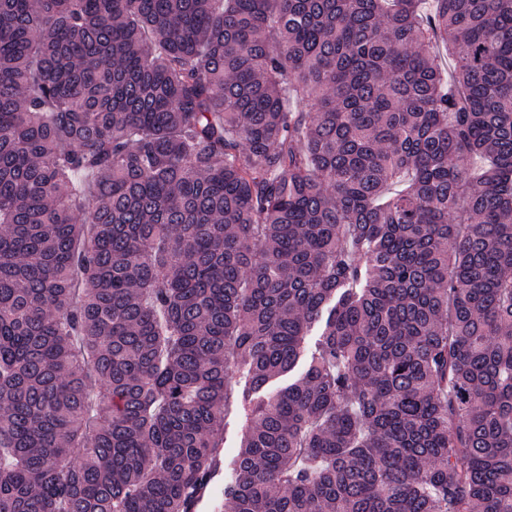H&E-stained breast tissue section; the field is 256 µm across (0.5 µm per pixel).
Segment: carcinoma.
Masks as SVG:
<instances>
[{"instance_id": "obj_1", "label": "carcinoma", "mask_w": 512, "mask_h": 512, "mask_svg": "<svg viewBox=\"0 0 512 512\" xmlns=\"http://www.w3.org/2000/svg\"><path fill=\"white\" fill-rule=\"evenodd\" d=\"M230 412L224 512H512V0H0V512Z\"/></svg>"}]
</instances>
